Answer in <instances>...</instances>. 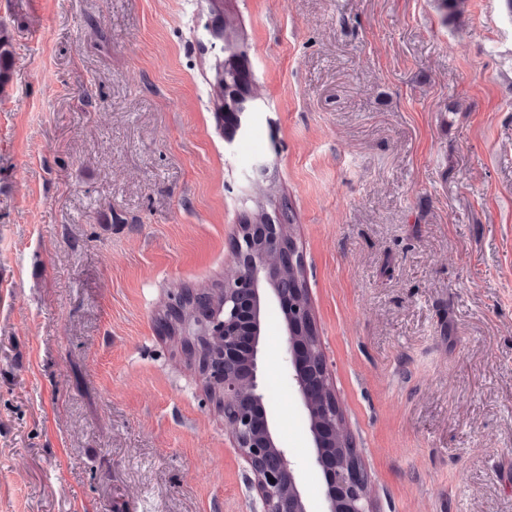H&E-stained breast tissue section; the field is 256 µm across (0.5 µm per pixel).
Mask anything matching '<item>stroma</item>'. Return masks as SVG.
I'll list each match as a JSON object with an SVG mask.
<instances>
[{
    "label": "stroma",
    "mask_w": 512,
    "mask_h": 512,
    "mask_svg": "<svg viewBox=\"0 0 512 512\" xmlns=\"http://www.w3.org/2000/svg\"><path fill=\"white\" fill-rule=\"evenodd\" d=\"M258 97L218 126L205 0H0V512H253L154 317L233 266L258 161L377 512H512V21L467 0H224ZM265 321L267 415L310 502ZM12 70V42L5 26L0 25V91L10 81Z\"/></svg>",
    "instance_id": "obj_1"
}]
</instances>
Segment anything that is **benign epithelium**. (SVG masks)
Wrapping results in <instances>:
<instances>
[{"mask_svg": "<svg viewBox=\"0 0 512 512\" xmlns=\"http://www.w3.org/2000/svg\"><path fill=\"white\" fill-rule=\"evenodd\" d=\"M234 267L224 280V299L197 311L195 332L221 351L224 369H205L204 388L224 405V425L247 463L262 512H308L286 449L278 443L265 409L259 371L262 314L275 305L287 331L288 378L300 394L309 420L314 461L326 484L325 512H377L368 478L348 433L336 391L329 381L308 288L278 286V270L297 267L300 251L276 211L249 230L237 225L232 240Z\"/></svg>", "mask_w": 512, "mask_h": 512, "instance_id": "1", "label": "benign epithelium"}]
</instances>
